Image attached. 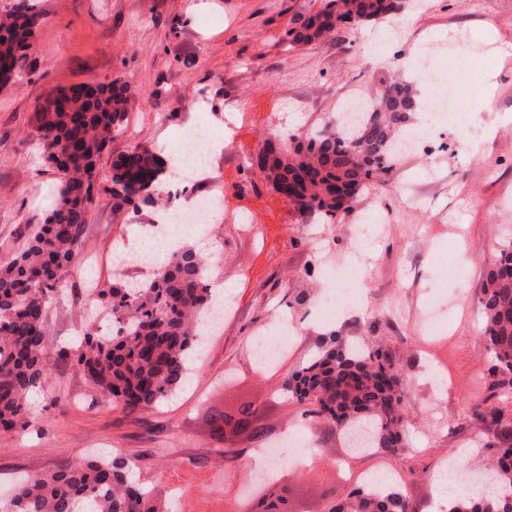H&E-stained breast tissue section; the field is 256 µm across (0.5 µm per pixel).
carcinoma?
Masks as SVG:
<instances>
[{"mask_svg": "<svg viewBox=\"0 0 512 512\" xmlns=\"http://www.w3.org/2000/svg\"><path fill=\"white\" fill-rule=\"evenodd\" d=\"M406 7V0H328L326 8L302 16L288 30L291 45H307L344 25L379 22ZM42 23L32 0H14L0 16V69L12 79L27 73L26 41ZM126 87L100 83L91 91L38 100L30 117L46 152L45 161L64 171L59 196L22 248L0 262V434L31 423L30 392L51 365L48 355L49 309L82 249L87 217L98 201V161L127 113ZM363 119L339 129L324 126L294 137L287 148L269 146L273 155L267 178L302 212L336 222L339 211L397 163L412 115L418 109L414 86L384 74L365 97ZM170 170L167 161L137 144L112 163V207L137 211L153 204ZM206 257L191 244L167 254L153 277L135 285L122 278L97 288L104 319L112 330L89 325L76 362L90 383L129 411L148 410L167 400L188 381L190 362L202 349L201 318L213 301ZM484 335L495 361L496 388L512 385V243L495 255L479 297ZM288 393L314 407L331 426H359L372 445L401 454L406 422L400 404L405 378L381 344L348 341L329 332L317 355L288 381ZM491 418L500 444L486 463L494 496L464 495L449 512H512V422L501 411L481 410ZM247 424L253 439L265 438L251 405L237 414L213 416L216 431ZM121 460L92 458L35 474L18 484L4 512H173V505L129 479ZM328 512H408L395 485H363Z\"/></svg>", "mask_w": 512, "mask_h": 512, "instance_id": "1", "label": "carcinoma"}]
</instances>
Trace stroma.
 <instances>
[{"label": "stroma", "mask_w": 512, "mask_h": 512, "mask_svg": "<svg viewBox=\"0 0 512 512\" xmlns=\"http://www.w3.org/2000/svg\"><path fill=\"white\" fill-rule=\"evenodd\" d=\"M327 0H36L43 24L28 56L29 77L0 88V260L10 257L54 204L59 175L43 158L29 123L47 92L117 79L127 85L126 121L101 154L112 163L142 144L166 153L186 128L223 134L238 116L237 151L211 159L224 183V210L210 232L223 261L212 279L236 298L235 313L211 336L192 381L160 406L128 413L112 404L74 361L56 362L31 392L27 430L0 434V494L23 474L78 464L103 450L134 467L139 483L165 497L185 491L182 512H239L243 483L266 462L261 448L282 446L276 463L296 512H328L358 488L360 470L399 471L408 512H429L443 464L479 461L498 446L492 424L475 409L512 415V389H494L493 357L483 335L478 298L494 256L512 238V0H422L388 21L340 30L335 37L289 47L300 14ZM483 46L464 56L469 94L465 129H446L438 149H415L361 195L335 223L284 202L247 157L282 135L306 133L336 112L349 89L368 92L381 72L415 81L411 65L428 44L458 38ZM416 178L420 204L395 186ZM156 210L113 207L104 196L88 214L84 246L52 304L50 349L73 345L91 314L87 278L143 281L150 270L118 264L117 251L143 249ZM383 220L385 234L355 238L362 216ZM368 272L350 283L352 302L326 319L320 300L335 287L329 266L354 251ZM315 268L308 277L307 268ZM440 298L447 323L433 338L418 317ZM295 335L271 368L256 364L257 337L279 319ZM383 342L402 368V411L408 427L401 456L381 449L348 451L341 430L307 415L287 392L292 374L318 350L322 333ZM253 404L263 441H226L211 415Z\"/></svg>", "instance_id": "1"}]
</instances>
